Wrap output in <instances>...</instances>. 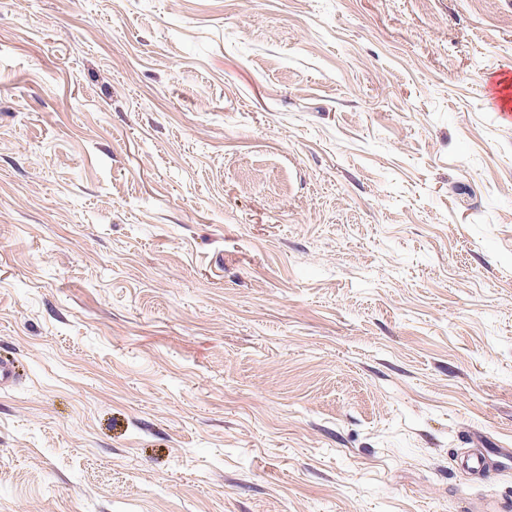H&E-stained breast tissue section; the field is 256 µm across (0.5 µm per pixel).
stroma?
I'll list each match as a JSON object with an SVG mask.
<instances>
[{
    "label": "stroma",
    "mask_w": 512,
    "mask_h": 512,
    "mask_svg": "<svg viewBox=\"0 0 512 512\" xmlns=\"http://www.w3.org/2000/svg\"><path fill=\"white\" fill-rule=\"evenodd\" d=\"M512 0H0V512H488L512 470ZM458 466L471 474L482 476L489 470L512 467V452L491 451L488 448H472L457 458Z\"/></svg>",
    "instance_id": "stroma-1"
}]
</instances>
